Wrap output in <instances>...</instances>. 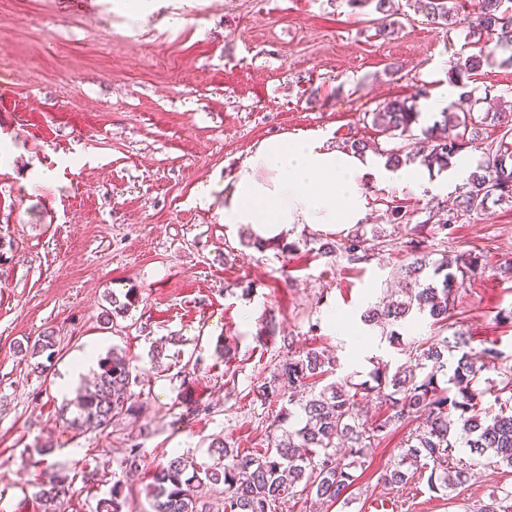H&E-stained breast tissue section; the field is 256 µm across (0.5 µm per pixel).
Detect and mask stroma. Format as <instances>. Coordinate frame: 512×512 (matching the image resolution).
<instances>
[{"instance_id":"1","label":"stroma","mask_w":512,"mask_h":512,"mask_svg":"<svg viewBox=\"0 0 512 512\" xmlns=\"http://www.w3.org/2000/svg\"><path fill=\"white\" fill-rule=\"evenodd\" d=\"M404 10L384 37L371 9L346 0H153L143 21L121 0H0V87L11 97L0 107V512H44L35 493L58 470L72 479L62 512H95L108 497L130 425L79 433L62 411L76 392L61 385L88 347L121 348L138 367L150 433L145 467L124 480V512H151L150 469L172 454L211 463L215 438L245 453L268 447L281 406L260 404L252 386L282 361L284 340L332 354L337 376L356 383L373 358L397 366L381 328L360 316L386 301L417 247L435 260L476 251L482 271L459 289L447 326L417 316L404 341L461 333L471 351L512 357V277L499 271L512 260V206L491 203L441 229L464 183L454 169L433 171L439 190H371L361 262L318 255L340 232L301 229L295 251L260 252L224 222V183L263 139L319 132L383 158L401 139L375 131L376 108L417 101L418 136L442 122L425 105L457 102L449 75L473 41L491 55L477 71L476 112L512 110V50L465 24L434 25L414 0ZM130 289L136 303L103 325L106 295ZM332 312L357 334L334 330ZM271 315L276 333L262 336ZM46 331L58 348L41 373L19 347ZM158 345L164 355L151 360ZM190 360L192 392L211 410L188 420L178 372ZM418 424L408 418L370 450L345 500L276 512H478L512 490L511 468L471 465L463 448L469 474L454 489H431L424 473L383 483ZM45 442L44 459L28 456ZM86 470L95 483L83 482Z\"/></svg>"}]
</instances>
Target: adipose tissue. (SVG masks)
Segmentation results:
<instances>
[{
  "mask_svg": "<svg viewBox=\"0 0 512 512\" xmlns=\"http://www.w3.org/2000/svg\"><path fill=\"white\" fill-rule=\"evenodd\" d=\"M422 192V169L386 168L374 154L338 150L316 132L262 140L224 185V221L254 239L278 241L299 228L349 230L369 214V187Z\"/></svg>",
  "mask_w": 512,
  "mask_h": 512,
  "instance_id": "1",
  "label": "adipose tissue"
}]
</instances>
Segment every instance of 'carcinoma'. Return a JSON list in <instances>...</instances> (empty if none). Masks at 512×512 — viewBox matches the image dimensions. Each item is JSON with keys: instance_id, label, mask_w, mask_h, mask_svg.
Here are the masks:
<instances>
[{"instance_id": "carcinoma-1", "label": "carcinoma", "mask_w": 512, "mask_h": 512, "mask_svg": "<svg viewBox=\"0 0 512 512\" xmlns=\"http://www.w3.org/2000/svg\"><path fill=\"white\" fill-rule=\"evenodd\" d=\"M422 2L432 22L446 27L456 23L459 4L455 0ZM347 3L360 9L374 6V12L381 14L383 20L377 28L379 33L387 29L385 20L397 14L393 0ZM502 4L503 0H474L471 27L492 31L499 45L512 47V15L501 10ZM485 59L481 48L457 63L451 81L463 89L462 96L470 101V110L445 113L444 124L454 131L452 135L443 136L431 127L424 131V138L410 140L420 116L414 100H392L372 113L377 131L404 138L403 147L411 148L429 170L448 168L451 159L476 140L478 126L491 121L502 128L501 137L487 144L485 164L469 175L459 191L455 212L442 222L444 229L459 217L485 208L490 200L501 205L512 203V113L474 115L473 107L480 99L472 98L474 90L468 89L471 76ZM338 248L353 261L365 258L368 251L366 239L351 234L338 245L323 244L320 254L332 256ZM480 268L481 256L473 252L439 262L420 252L400 268L404 299L369 310L364 321L391 327L386 337L389 343L400 346L405 359L393 371L387 362L376 361L369 384L357 386L343 380L319 386L321 380L336 371L335 358L316 350H296L283 340L286 356L282 364L256 379L253 395L263 405L283 403L282 423L295 415L284 404L298 407L297 427L283 430L262 453H239L215 439L210 448L217 461L210 466L199 467L182 456L156 466L149 485L152 512H211L205 501L206 490L220 484L224 485V512H275L279 501L311 497L333 504L356 481L354 471L362 466L366 449L413 413L424 416V420L405 440L391 469L385 472L384 482L406 483L418 466L429 465L431 488L452 489L467 478L465 468L454 465L460 446L469 449L475 462L487 457L512 467V366L501 370L498 388L481 387L482 372L499 367L501 352L493 346L483 348L477 358L464 352L450 372L448 357L468 345L465 336L444 337L426 347L412 343L404 346L401 334L395 330L415 312H426L435 322L447 323L455 293ZM107 301L109 307L101 313L105 325L127 313L135 303V294L129 290L121 300L111 293ZM56 347L53 333H45L26 345L25 355L35 359L45 354L50 358ZM97 365L94 389L78 392L68 426L97 432L124 420L137 423L140 394L135 391L139 383L136 367L126 355L114 350L99 358ZM445 375L448 386L442 387L439 377ZM490 391L494 404L499 406L495 414L483 407V399ZM373 399L390 406L392 414L374 420L362 414L361 403ZM142 466L141 443L130 435L123 452V472H135ZM71 484L69 476L58 471L39 486L36 496L52 507L51 512H61ZM124 504V481L118 478L112 482L110 497L99 501L97 512H123ZM481 512H512V491L489 498Z\"/></svg>"}]
</instances>
